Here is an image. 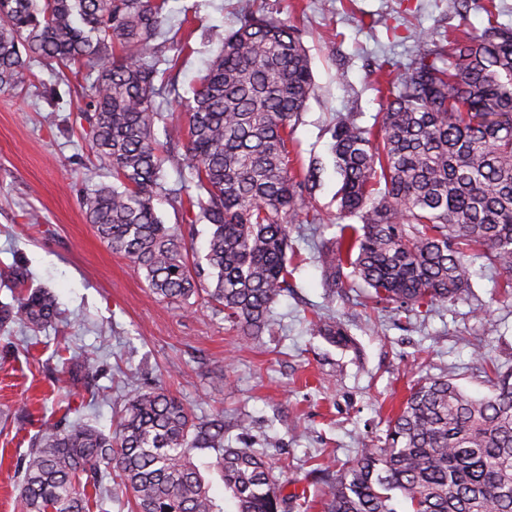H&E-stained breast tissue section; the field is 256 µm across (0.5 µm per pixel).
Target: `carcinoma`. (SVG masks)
I'll list each match as a JSON object with an SVG mask.
<instances>
[{"instance_id":"obj_1","label":"carcinoma","mask_w":512,"mask_h":512,"mask_svg":"<svg viewBox=\"0 0 512 512\" xmlns=\"http://www.w3.org/2000/svg\"><path fill=\"white\" fill-rule=\"evenodd\" d=\"M485 8L487 25L455 37L423 31L408 67L387 82V107L369 127L351 113L332 131L336 224L318 207L323 162L304 164L294 128L315 84L299 33L250 17L224 35L193 96L182 162L196 190L166 187L170 152L155 137L157 61L146 58L168 0H0V90L31 80L30 63H55L78 78L89 110L82 138L112 171L83 198L86 222L112 251L145 271L163 301L201 297L242 336L271 329L288 292L290 226L337 228L322 260L325 287L357 282L375 304L418 313L468 296L481 258L505 276L512 297V28ZM187 197L191 230L209 227L203 259L189 262L180 226L156 202ZM56 312L35 290L0 306V323L39 329ZM313 331L347 342L338 319ZM70 377H92L85 350L64 358ZM490 396L452 379L419 375L386 420L376 447L363 446L339 476L320 470L327 512H512V369H491ZM217 452L235 512H286L263 455L224 447L220 421L197 422L162 387L135 395L109 433L80 421L52 424L23 463L24 512L104 509L115 469L134 512H221L195 451Z\"/></svg>"}]
</instances>
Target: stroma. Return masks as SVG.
Masks as SVG:
<instances>
[{"mask_svg": "<svg viewBox=\"0 0 512 512\" xmlns=\"http://www.w3.org/2000/svg\"><path fill=\"white\" fill-rule=\"evenodd\" d=\"M484 3L468 0L461 18L448 0H169L151 53L177 58L178 92L157 96L167 120L156 136L184 127L177 99L192 96L218 35L266 15L297 29L309 53L315 92L294 138L303 158H328L338 114L369 126L383 111L377 87L403 72L418 31H480ZM33 71V87L0 92V304L44 288L57 313L38 330L0 327V512H22L23 460L44 423L81 417L111 429L129 399L159 384L197 418L222 419L225 447L262 453L283 496L305 494L307 508L294 512H324L310 472L343 470L362 443L382 438L412 370L482 397L491 392L485 358L512 369V299L501 296L498 275L480 272L467 299L400 319L361 286L332 296L320 255L333 232L315 224L292 230L290 287L273 306L271 333L258 340L242 339L203 301L160 300L85 220L82 197L112 180L80 135L85 99L49 64ZM17 264L27 270L21 283L10 275ZM314 316L341 319L350 343L313 334ZM67 345L96 353L92 387L60 373L57 352Z\"/></svg>", "mask_w": 512, "mask_h": 512, "instance_id": "obj_1", "label": "stroma"}]
</instances>
